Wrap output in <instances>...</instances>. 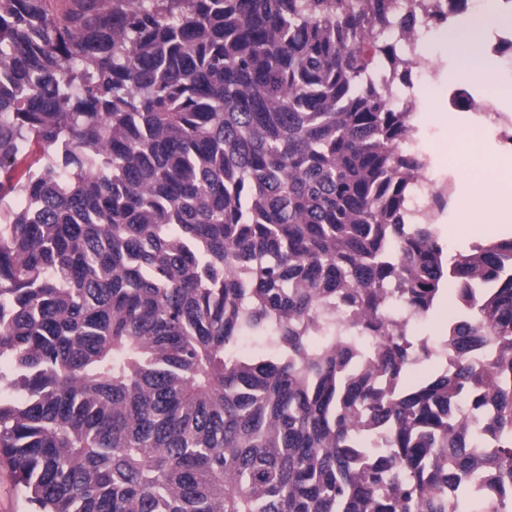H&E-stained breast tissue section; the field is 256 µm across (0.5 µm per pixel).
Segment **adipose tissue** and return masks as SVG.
Wrapping results in <instances>:
<instances>
[{"label":"adipose tissue","instance_id":"ef3b65f1","mask_svg":"<svg viewBox=\"0 0 512 512\" xmlns=\"http://www.w3.org/2000/svg\"><path fill=\"white\" fill-rule=\"evenodd\" d=\"M419 99L425 108L434 112L441 124L447 126L448 134L455 142L457 156L466 162L464 181L458 197L462 219L450 227V234L468 235L478 224H511L512 166L506 168L489 161L468 163L469 143L461 133L458 113L441 109L434 92H421Z\"/></svg>","mask_w":512,"mask_h":512}]
</instances>
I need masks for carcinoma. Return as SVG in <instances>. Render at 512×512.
I'll return each mask as SVG.
<instances>
[{"label":"carcinoma","instance_id":"carcinoma-1","mask_svg":"<svg viewBox=\"0 0 512 512\" xmlns=\"http://www.w3.org/2000/svg\"><path fill=\"white\" fill-rule=\"evenodd\" d=\"M467 2L420 29L419 0H0V458L31 512H448L485 483L512 512V237L450 261L401 222L426 160L373 76L386 32L419 50ZM450 282L459 362L410 382L388 301ZM338 301L373 368L313 346Z\"/></svg>","mask_w":512,"mask_h":512}]
</instances>
